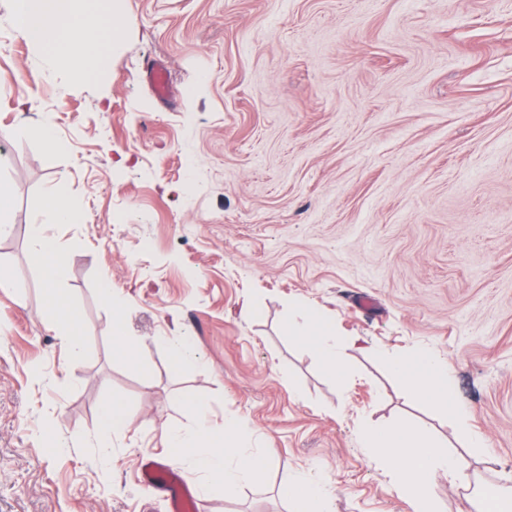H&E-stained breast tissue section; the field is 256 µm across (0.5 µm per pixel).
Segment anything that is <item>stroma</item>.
Returning <instances> with one entry per match:
<instances>
[{"mask_svg": "<svg viewBox=\"0 0 512 512\" xmlns=\"http://www.w3.org/2000/svg\"><path fill=\"white\" fill-rule=\"evenodd\" d=\"M124 30L92 78L66 61L32 81L41 51L0 0V512H169L140 478L169 429L247 423L276 448L260 482L203 512H288L308 477L328 512H407L360 439L375 421L431 425L469 484H440L441 512H477L512 477V0H106ZM167 71L159 97L147 74ZM51 114L67 151L18 140ZM65 182L84 221L42 204ZM46 224L77 309L74 359L45 311L27 244ZM117 305L105 302L101 278ZM304 301L343 336L427 348L448 361L459 426L353 351L336 381L288 333ZM146 339L119 356L114 317ZM188 335L173 369L151 336ZM129 426H94L111 398ZM487 447H472L473 434ZM129 423L126 404L119 398H112L102 405L98 415V431L100 435V447L108 448L109 436L117 437L127 428Z\"/></svg>", "mask_w": 512, "mask_h": 512, "instance_id": "35a3bbf8", "label": "stroma"}]
</instances>
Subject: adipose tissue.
Returning <instances> with one entry per match:
<instances>
[{
    "instance_id": "adipose-tissue-1",
    "label": "adipose tissue",
    "mask_w": 512,
    "mask_h": 512,
    "mask_svg": "<svg viewBox=\"0 0 512 512\" xmlns=\"http://www.w3.org/2000/svg\"><path fill=\"white\" fill-rule=\"evenodd\" d=\"M76 2L13 0L14 25L25 40L42 50L48 70H56L63 61L75 59L89 75L106 47L121 40L122 30L113 25L111 16L98 7L97 0H86L87 7L82 11L77 10ZM28 245L46 288L45 308L62 327L71 356L79 357L83 344L78 314L57 287L66 256L42 224L30 225ZM293 330L295 340L311 347L331 376L339 380L346 377V354L358 348V338L338 335L332 321L303 303L295 307ZM384 356L387 366L406 389L440 403L455 421L465 420L467 411L454 394L447 361L425 350H388ZM184 405L195 422L189 428L168 431V457L185 467L193 479L229 492L241 480L260 477L276 466L275 449L252 447L239 419L212 422L208 402L199 397L185 399ZM361 440L364 447L374 449L410 512H438L435 491L440 483L445 481L454 486L468 479L427 426L369 424L362 428ZM279 492L288 501L290 512H325V493L314 481L288 479Z\"/></svg>"
}]
</instances>
